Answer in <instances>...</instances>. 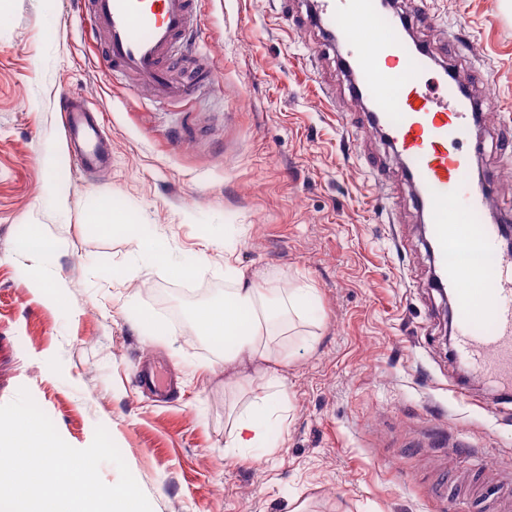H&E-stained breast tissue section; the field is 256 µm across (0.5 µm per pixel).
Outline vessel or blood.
<instances>
[{
  "label": "vessel or blood",
  "instance_id": "obj_1",
  "mask_svg": "<svg viewBox=\"0 0 512 512\" xmlns=\"http://www.w3.org/2000/svg\"><path fill=\"white\" fill-rule=\"evenodd\" d=\"M86 6L105 34L101 66L165 99L190 93L173 74L181 41L197 24L192 0H86ZM307 19L342 43L340 66L352 95L366 104L365 120L402 156V178L423 209L438 285L453 302L456 356L512 396V254L500 252L499 226L485 220L498 174H473L464 150L480 109L471 74L436 71L430 47L411 40L423 11L390 13L380 0H311ZM61 106L76 165L102 164L89 108L67 95ZM452 250L489 252L495 261L485 269L455 264L448 260Z\"/></svg>",
  "mask_w": 512,
  "mask_h": 512
}]
</instances>
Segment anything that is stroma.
<instances>
[{"instance_id":"obj_1","label":"stroma","mask_w":512,"mask_h":512,"mask_svg":"<svg viewBox=\"0 0 512 512\" xmlns=\"http://www.w3.org/2000/svg\"><path fill=\"white\" fill-rule=\"evenodd\" d=\"M422 6L434 20L415 39L478 74L474 96L494 103L473 166L498 171L495 211L512 216V15L502 0ZM196 8L192 46L214 78L166 102L100 67L83 0H0V404L27 389L77 449L104 426L152 512H446L443 486L455 512H504L512 399L478 377L468 403L453 397L415 192L380 133L342 123L360 107L336 48L299 26L307 0ZM64 94L95 107L103 166L73 164ZM104 202L153 225L192 281L90 224ZM32 225L57 244L40 263L16 251ZM228 248L239 267L311 289L322 318L276 347L282 418L259 458L225 457L224 439L271 388L225 387L223 350L133 321L189 317V292L223 284ZM149 364L176 377L174 396L139 387Z\"/></svg>"}]
</instances>
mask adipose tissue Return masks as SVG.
I'll use <instances>...</instances> for the list:
<instances>
[{
  "mask_svg": "<svg viewBox=\"0 0 512 512\" xmlns=\"http://www.w3.org/2000/svg\"><path fill=\"white\" fill-rule=\"evenodd\" d=\"M91 221L104 229L119 227L139 252L173 272H180V265L170 253L157 249L149 225L140 223L133 215L102 205L93 211ZM224 278L231 286L225 290L223 300L205 305L196 314L195 336L223 348L225 369L234 371L260 361L264 367L259 378L278 381L279 359L270 346L272 327L283 322L288 314L306 315L311 289L280 287L263 273L245 272L229 260L224 263ZM279 416L280 407L273 403L240 415L224 441L226 455L234 457L245 450L272 447L268 424Z\"/></svg>",
  "mask_w": 512,
  "mask_h": 512,
  "instance_id": "obj_1",
  "label": "adipose tissue"
}]
</instances>
